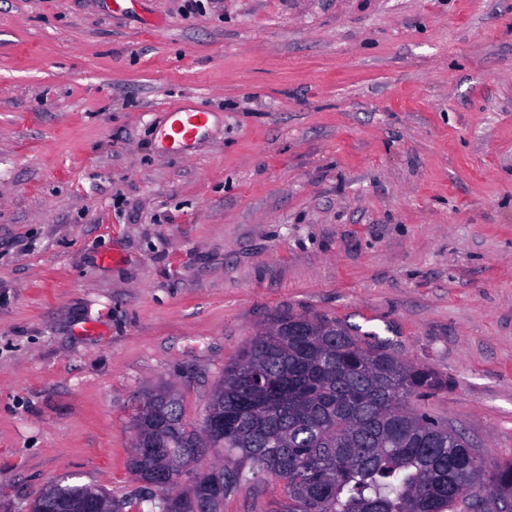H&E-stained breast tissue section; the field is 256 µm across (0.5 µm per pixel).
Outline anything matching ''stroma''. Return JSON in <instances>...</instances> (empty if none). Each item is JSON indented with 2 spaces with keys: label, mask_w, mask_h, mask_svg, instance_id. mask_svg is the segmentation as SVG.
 <instances>
[{
  "label": "stroma",
  "mask_w": 512,
  "mask_h": 512,
  "mask_svg": "<svg viewBox=\"0 0 512 512\" xmlns=\"http://www.w3.org/2000/svg\"><path fill=\"white\" fill-rule=\"evenodd\" d=\"M202 2L0 0V512L62 478L137 512L136 406L201 429L280 313L446 374L420 409L512 461V0ZM210 121V112L201 106L180 103L166 113L163 129L165 150L185 151L199 139V133Z\"/></svg>",
  "instance_id": "1"
}]
</instances>
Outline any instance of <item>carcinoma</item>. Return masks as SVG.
Segmentation results:
<instances>
[{
	"label": "carcinoma",
	"mask_w": 512,
	"mask_h": 512,
	"mask_svg": "<svg viewBox=\"0 0 512 512\" xmlns=\"http://www.w3.org/2000/svg\"><path fill=\"white\" fill-rule=\"evenodd\" d=\"M448 386V376L332 318L275 315L224 367L209 403L224 415L216 435L188 429L167 393L154 394L157 429L140 430L135 410L133 442L166 449L174 472L169 486H145L139 504L148 510L139 512H170L172 494L180 512H224V497L206 495L205 473L186 469L208 452L253 463L229 476L228 489L285 474L274 512H499L512 500V463L487 470L462 433L408 408ZM92 490L58 480L40 500L52 506Z\"/></svg>",
	"instance_id": "1"
}]
</instances>
